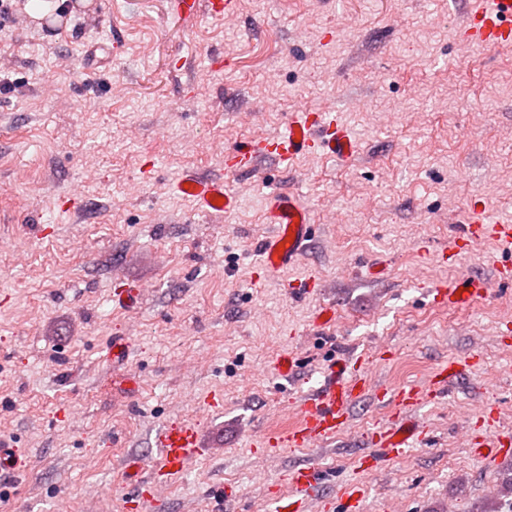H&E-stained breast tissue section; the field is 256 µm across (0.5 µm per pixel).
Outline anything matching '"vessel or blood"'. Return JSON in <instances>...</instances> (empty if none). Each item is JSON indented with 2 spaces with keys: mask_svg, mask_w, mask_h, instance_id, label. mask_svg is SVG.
<instances>
[{
  "mask_svg": "<svg viewBox=\"0 0 512 512\" xmlns=\"http://www.w3.org/2000/svg\"><path fill=\"white\" fill-rule=\"evenodd\" d=\"M459 40L468 46L512 47V0H477L469 7L459 28ZM358 146L351 130L333 112L304 110L291 113L285 131L273 138L252 139L231 147L224 153V171L239 175L253 171L259 162L269 159L292 164L298 157L322 153L340 160L354 157ZM180 193L206 214L227 213L238 206L236 196L227 193L223 180L208 179L192 172L181 176ZM265 213L274 233L262 247V264L276 271L292 264L315 234L310 211L299 195L274 190L265 199ZM491 235L511 242L512 224L486 209H478L464 233L453 239L451 247L464 253L476 237ZM490 291L480 278H467L431 290L434 303L455 308L470 306ZM388 405L392 421L372 433V447L363 458L366 469H377L403 456L421 443L422 432L415 417L421 400L418 385L394 389H374L362 362L338 359L330 362L320 380L299 399V421L278 437L280 444L298 448L311 447L330 439L348 424L354 405L366 395ZM157 453L150 465V476L135 482L143 512H151L162 483L186 472L201 452L200 433L194 425L170 423L155 433ZM318 477L314 469L297 470L291 481L294 490L285 504L286 512H306Z\"/></svg>",
  "mask_w": 512,
  "mask_h": 512,
  "instance_id": "vessel-or-blood-1",
  "label": "vessel or blood"
}]
</instances>
